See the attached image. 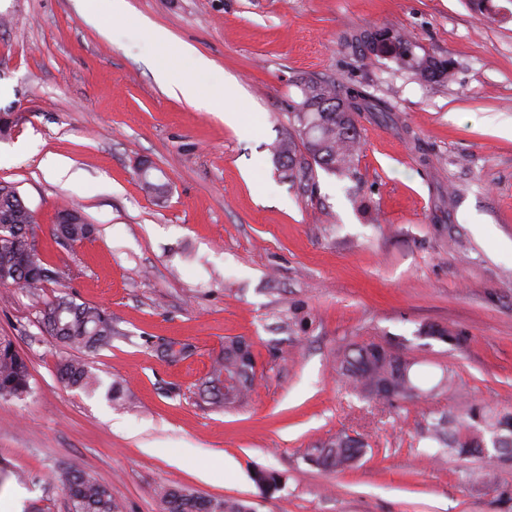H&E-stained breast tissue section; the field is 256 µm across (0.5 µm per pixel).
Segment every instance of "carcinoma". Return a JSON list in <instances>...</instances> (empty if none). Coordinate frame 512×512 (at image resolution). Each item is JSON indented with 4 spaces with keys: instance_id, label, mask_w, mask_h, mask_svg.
<instances>
[{
    "instance_id": "obj_1",
    "label": "carcinoma",
    "mask_w": 512,
    "mask_h": 512,
    "mask_svg": "<svg viewBox=\"0 0 512 512\" xmlns=\"http://www.w3.org/2000/svg\"><path fill=\"white\" fill-rule=\"evenodd\" d=\"M394 38L406 45L411 57L399 60L400 68L413 73L427 83H444L453 77V65L438 67L442 58L425 54L419 56L415 45L399 32ZM302 100L293 105L292 132L276 141L271 151L278 171L291 182L300 180L319 167L342 178H357L356 161L361 150L360 134L350 135L345 125L346 113H323L306 109L316 98L334 100L341 98L349 111L386 112L388 107L373 101L356 89L336 81L300 77L296 81ZM143 190L151 195L160 194L164 185L156 182L153 166L140 162ZM36 213L25 204L15 186L0 183V286H21L31 292L49 283L59 282V272L38 257L36 240ZM50 234L59 243L67 239L80 244L94 234V226L86 219L76 224H53ZM41 319L47 335L59 343L83 351H93L112 340V317L106 310L89 304H77L64 297L46 306ZM243 339H224V356L214 365L210 376L202 384V391L213 403L231 411L242 407L248 398L254 379V358L243 353ZM414 362L401 355L396 359L387 355L383 345L363 343L340 351L336 356V369L351 390L361 396H373L388 401L387 392L395 397L414 401L424 395L418 377L413 373ZM240 375L239 384L224 388V375ZM61 383L72 389H96L100 381L90 366L78 359L62 361L57 370ZM31 373L27 359L20 353L12 339L0 336V397L21 398L32 391ZM512 427V412H502L477 403L467 405L462 416H442L427 424L423 437L440 447L433 449V456L474 457L484 463L483 479L491 483L496 470L512 450L504 453L491 447L483 449L482 442L495 439ZM366 453V444L360 439L338 433L322 448H314L309 460L318 466L339 472L355 467ZM64 491L72 504L73 512H120L112 489L78 471L67 476ZM164 512H244L241 500L205 497L186 492L174 486H163L158 491Z\"/></svg>"
}]
</instances>
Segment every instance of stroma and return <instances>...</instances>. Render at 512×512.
<instances>
[{"mask_svg":"<svg viewBox=\"0 0 512 512\" xmlns=\"http://www.w3.org/2000/svg\"><path fill=\"white\" fill-rule=\"evenodd\" d=\"M108 0L98 25L81 0H0V181L37 213L38 245L61 278L34 296L0 287V336L27 358L30 395L0 399V499L70 512L68 473L112 488L122 512H163L159 486L245 501L255 512H512V461L493 485L470 459L426 455L422 432L462 413L434 391L454 369L470 397L512 411V0L496 17L467 0ZM386 26L449 59L423 83L357 34ZM224 70L235 92L206 112L153 75V28ZM360 87L387 111L358 117L356 180L322 169L289 183L269 146L291 130L296 78ZM238 115L236 124L216 114ZM70 170L54 181L47 160ZM152 163L168 193L140 187ZM91 241L55 243L61 205ZM101 306L112 340L85 358L102 383L65 387L69 352L40 311L59 297ZM452 328L460 344L423 339ZM251 342L249 403L227 412L201 391L224 340ZM382 342L414 358L431 393L378 403L336 371L344 346ZM123 382L113 405L106 387ZM362 438L358 466L309 459L336 434ZM264 468L279 490L253 480Z\"/></svg>","mask_w":512,"mask_h":512,"instance_id":"1","label":"stroma"}]
</instances>
